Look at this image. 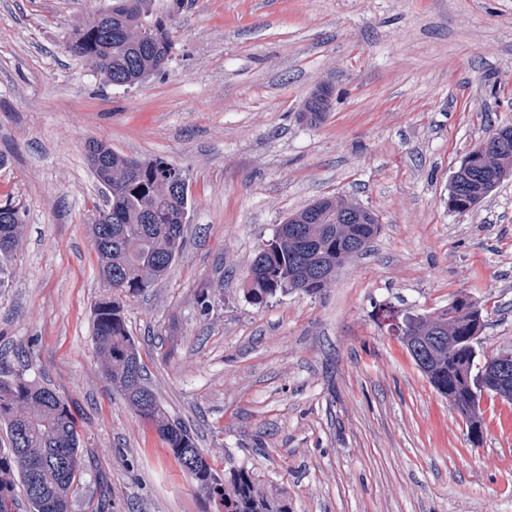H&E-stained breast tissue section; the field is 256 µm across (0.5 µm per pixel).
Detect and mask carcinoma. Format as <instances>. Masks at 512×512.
Segmentation results:
<instances>
[{
    "instance_id": "carcinoma-1",
    "label": "carcinoma",
    "mask_w": 512,
    "mask_h": 512,
    "mask_svg": "<svg viewBox=\"0 0 512 512\" xmlns=\"http://www.w3.org/2000/svg\"><path fill=\"white\" fill-rule=\"evenodd\" d=\"M187 0H111L107 9L73 30L71 51L95 60L117 86L135 85L163 70L174 46V24ZM329 110V93L315 91L303 120L317 123ZM507 133L509 147L493 168L473 157L454 172L448 209L472 211L501 182L512 176V125L493 130ZM88 164L97 181L112 193L108 217L91 225L98 254V276L109 293L94 305L93 336L105 377L142 419L166 441L182 470L218 512H288V504L266 493L253 472L231 467L219 475L197 446L193 434L160 404L145 378V365L126 323L127 301L161 280L176 261L190 209L187 185L173 183V163L157 157L148 164L128 158L101 142L86 146ZM291 214L275 238L254 257L245 282L257 304L277 294H317L351 257L368 250L379 232L375 213L352 200H318ZM23 232V216L15 207L0 206V258L10 257ZM485 308L468 297L448 310L421 319L424 340L405 332L398 337L431 385L448 398L465 420L468 433L482 434L477 411L482 392L512 400V381H496L485 390L476 386L485 365L477 344ZM0 512H18L23 488L28 512H69L84 469L81 435L68 403L52 389L22 375L0 370Z\"/></svg>"
}]
</instances>
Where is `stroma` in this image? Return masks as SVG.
Masks as SVG:
<instances>
[{"label": "stroma", "mask_w": 512, "mask_h": 512, "mask_svg": "<svg viewBox=\"0 0 512 512\" xmlns=\"http://www.w3.org/2000/svg\"><path fill=\"white\" fill-rule=\"evenodd\" d=\"M107 0H0V205L24 215L0 288V367L53 389L80 427L70 512H217L102 373L90 226L97 140L189 183L183 249L126 320L165 410L216 466L253 471L288 512H512V403L464 420L383 308H488L478 350L512 349V180L475 211L452 174L512 124V0H189L164 70L108 84L68 45ZM328 87L322 122L299 120ZM351 198L370 251L323 290L262 304L244 280L292 211Z\"/></svg>", "instance_id": "1"}]
</instances>
